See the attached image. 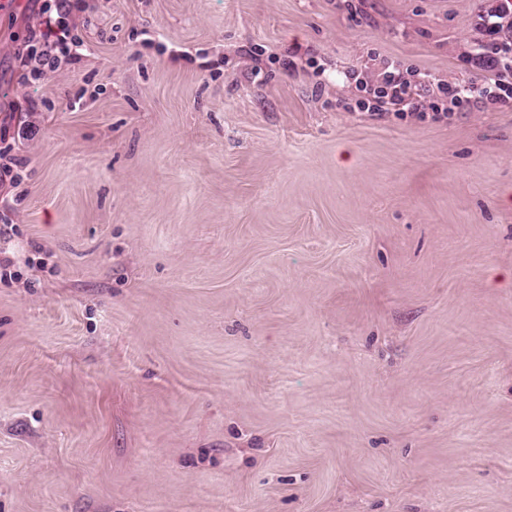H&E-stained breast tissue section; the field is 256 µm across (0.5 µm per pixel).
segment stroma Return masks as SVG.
Here are the masks:
<instances>
[{"label": "stroma", "mask_w": 512, "mask_h": 512, "mask_svg": "<svg viewBox=\"0 0 512 512\" xmlns=\"http://www.w3.org/2000/svg\"><path fill=\"white\" fill-rule=\"evenodd\" d=\"M80 2L0 11V512H512V102L357 108L503 0ZM31 10L41 18L40 27L28 29L25 54H17L20 66L28 70L31 81L47 79L62 64L81 62L87 50L82 39L70 36V19L81 10L73 0H29Z\"/></svg>", "instance_id": "obj_1"}]
</instances>
